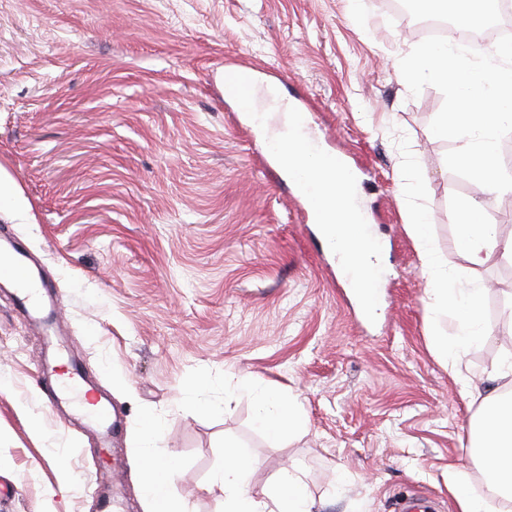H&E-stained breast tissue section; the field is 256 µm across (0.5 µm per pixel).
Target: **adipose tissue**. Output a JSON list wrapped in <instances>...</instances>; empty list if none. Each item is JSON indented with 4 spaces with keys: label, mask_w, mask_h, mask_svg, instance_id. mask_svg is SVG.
<instances>
[{
    "label": "adipose tissue",
    "mask_w": 512,
    "mask_h": 512,
    "mask_svg": "<svg viewBox=\"0 0 512 512\" xmlns=\"http://www.w3.org/2000/svg\"><path fill=\"white\" fill-rule=\"evenodd\" d=\"M262 91L272 102H279L276 87L262 90L248 73L236 69L226 71L224 93L235 99L243 111H257L258 94ZM307 142V137L293 127L268 137V146L279 155L289 182L312 206L322 237L331 238L336 251L351 248L368 272L363 288L374 289L380 270V243L378 237L359 223L350 207V199L357 193L354 173L336 154L312 156ZM402 193L406 229L419 246L420 265L428 282L427 306L435 316L449 314L455 321L453 335L433 331V351L455 375L461 396L479 402L472 452L488 466L490 489L502 500L512 503V351H505L488 375L490 381H504L503 389L482 393L463 373V356L479 342L485 331L483 291L452 286L448 270L432 246L433 228L427 209L417 202L421 193L419 181L404 184ZM455 223L456 245L470 270H479L496 257L512 262V238L496 237L480 201L464 202L455 214ZM238 388L250 396L254 424L262 432L280 437L295 434L305 427L304 413L289 397L249 377L241 378ZM253 470L254 462L245 451L233 445L225 446L224 465L211 479L212 486L224 494V512H314L315 503L298 470L281 471L273 484L259 495L251 491ZM176 472L177 461L173 455L167 449L152 448L140 475L148 512H190L187 503L173 493Z\"/></svg>",
    "instance_id": "ef3b65f1"
}]
</instances>
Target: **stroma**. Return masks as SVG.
<instances>
[{"label":"stroma","mask_w":512,"mask_h":512,"mask_svg":"<svg viewBox=\"0 0 512 512\" xmlns=\"http://www.w3.org/2000/svg\"><path fill=\"white\" fill-rule=\"evenodd\" d=\"M421 38L368 0H0V178L21 212H0L48 284L45 325L0 287V512H145L135 465L144 417L176 458L192 512H224L210 489L232 442L255 460L251 490L304 474L324 512H398L401 499L456 512L448 469L486 496L470 456L475 407L434 355L427 282L399 186L418 176L449 271L467 263L454 212L484 201L512 237V194L484 195L452 173L455 141L430 123L442 93L411 95L396 67ZM245 69L306 106L342 155L383 243L377 316L366 318L321 249L305 200L270 166L266 129L224 96ZM486 331L464 357L487 373L512 348V262L494 259ZM83 364L120 419L110 436L63 405L49 352ZM248 375L287 394L305 428L274 439L253 423ZM68 465L60 476L52 463Z\"/></svg>","instance_id":"obj_1"}]
</instances>
